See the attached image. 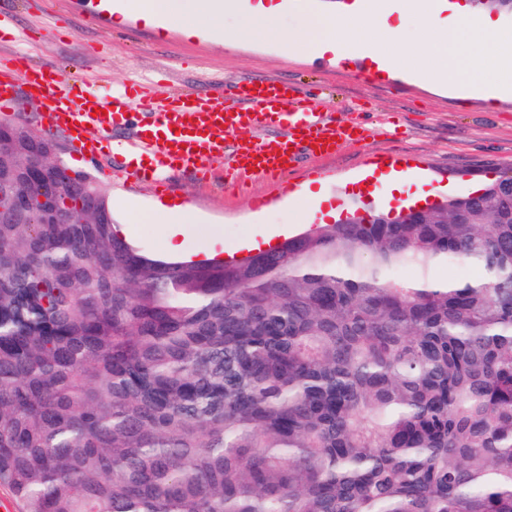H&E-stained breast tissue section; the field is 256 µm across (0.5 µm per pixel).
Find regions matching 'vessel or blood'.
<instances>
[{"label":"vessel or blood","instance_id":"1","mask_svg":"<svg viewBox=\"0 0 512 512\" xmlns=\"http://www.w3.org/2000/svg\"><path fill=\"white\" fill-rule=\"evenodd\" d=\"M23 94L39 102L49 125L69 132L76 151L85 157L100 153L98 141L86 136L88 127L106 133L137 118L138 129L123 161L132 178L161 189L167 185V169L175 166L201 180L212 178L220 164L230 175L277 179L301 155L334 153L341 142L359 134L358 126L336 123L291 85L273 80L245 81L235 92L205 95L162 96L129 84L108 99L49 78L19 57L0 65V109H12ZM264 124L282 129L277 148L253 140L252 130Z\"/></svg>","mask_w":512,"mask_h":512}]
</instances>
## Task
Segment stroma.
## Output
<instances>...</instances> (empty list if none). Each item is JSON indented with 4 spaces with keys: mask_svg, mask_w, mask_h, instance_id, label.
<instances>
[{
    "mask_svg": "<svg viewBox=\"0 0 512 512\" xmlns=\"http://www.w3.org/2000/svg\"><path fill=\"white\" fill-rule=\"evenodd\" d=\"M101 0H0V58L24 56L30 64L51 68L63 82L83 84L112 95L137 81L162 92H231L245 80L279 79L295 85L337 121L364 131L329 156L304 155L297 169L275 181L242 177L204 183L171 170L170 194L154 191L122 170L113 147L126 142L128 126L115 127L97 161L74 149L61 129L47 128L59 144L60 159L73 170L93 175L111 200L125 197L133 210L112 213L126 239L165 256L157 231L160 217L144 219L163 200L190 203L204 232L196 239V259L207 257L206 231H221L224 252H245L250 229H273L280 237L303 232L307 224L290 194L302 184H321L330 206L348 214L385 209L382 193L356 195L352 182L380 157L412 164L431 187L453 196L472 192L512 171V94L496 103L479 95L463 98L448 89L410 77H377L369 61H349L282 43L268 35L255 41H227L209 31L191 34L172 24L152 25L136 16L101 10Z\"/></svg>",
    "mask_w": 512,
    "mask_h": 512,
    "instance_id": "obj_1",
    "label": "stroma"
}]
</instances>
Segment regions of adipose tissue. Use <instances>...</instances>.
Segmentation results:
<instances>
[{"label": "adipose tissue", "mask_w": 512, "mask_h": 512, "mask_svg": "<svg viewBox=\"0 0 512 512\" xmlns=\"http://www.w3.org/2000/svg\"><path fill=\"white\" fill-rule=\"evenodd\" d=\"M124 8L149 22L167 18L188 29L243 12L247 18L233 31V38L249 39L277 30L282 39L306 42L317 52L369 59L380 73L412 71L426 81L459 87L474 67L470 49L460 46V35L465 32L471 46L493 43L498 73L512 75V33L501 31L489 14L472 24L463 0L450 8L443 0H353L343 14L308 18L299 31L282 30L279 5L264 0L252 6L242 0H197L189 12L180 0H126ZM407 16L419 23L410 41L399 25Z\"/></svg>", "instance_id": "1"}]
</instances>
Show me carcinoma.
<instances>
[{
  "label": "carcinoma",
  "instance_id": "obj_1",
  "mask_svg": "<svg viewBox=\"0 0 512 512\" xmlns=\"http://www.w3.org/2000/svg\"><path fill=\"white\" fill-rule=\"evenodd\" d=\"M35 136L0 120V485L23 512H512L508 176L168 260ZM450 262L475 274L429 277Z\"/></svg>",
  "mask_w": 512,
  "mask_h": 512
}]
</instances>
